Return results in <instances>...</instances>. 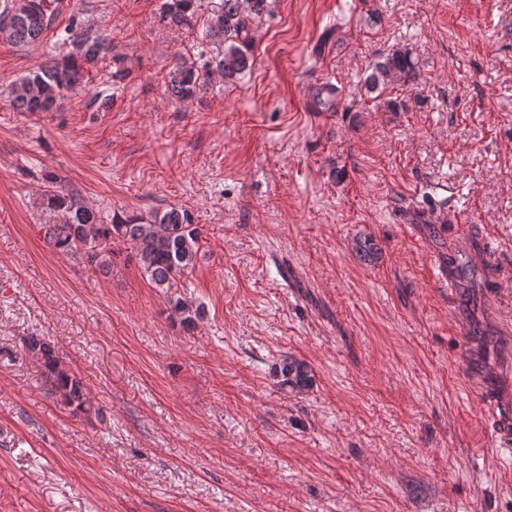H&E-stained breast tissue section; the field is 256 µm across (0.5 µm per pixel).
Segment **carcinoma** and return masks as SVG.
<instances>
[{
  "mask_svg": "<svg viewBox=\"0 0 512 512\" xmlns=\"http://www.w3.org/2000/svg\"><path fill=\"white\" fill-rule=\"evenodd\" d=\"M200 0H166L163 20L192 28L197 23ZM267 9V0H218L202 29L199 46L212 47L216 55L208 65L226 79H234L252 65V22ZM54 10L50 0H0V27L5 40L19 47L39 42L51 26ZM71 51L61 60L22 77L14 88L13 107L20 112H47L63 92L77 83L82 65L94 63L112 52L106 35L94 34L71 25L66 30ZM419 60L410 49L396 47L380 56L371 66L366 80L369 92L384 90L394 84L415 79ZM209 69L181 58L168 73L172 95L185 100L195 95L208 78ZM42 211L50 214L47 224L40 225L50 246L65 255L83 254L85 262L102 271L112 270L115 247L124 244L138 260L153 287L162 292L172 310L186 324L199 317L200 308L178 293L180 280L195 265L200 249V232L187 213L177 209L156 211L149 216L114 215L110 218L62 190H50L42 199ZM27 350L40 357L46 382L76 413L88 414L92 406L84 385L56 355L54 347L32 336ZM279 385L293 391L312 384L310 366L303 360L286 357L275 368Z\"/></svg>",
  "mask_w": 512,
  "mask_h": 512,
  "instance_id": "1",
  "label": "carcinoma"
}]
</instances>
